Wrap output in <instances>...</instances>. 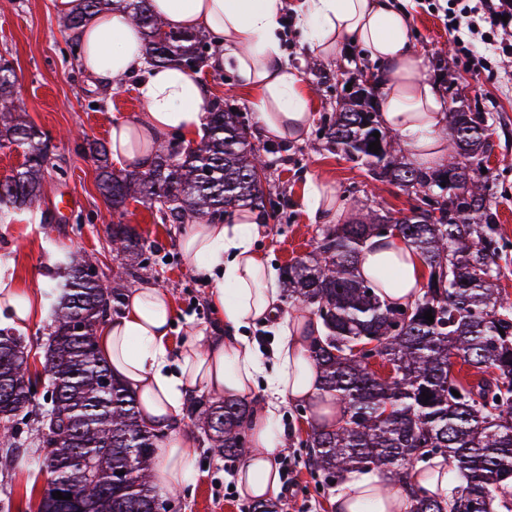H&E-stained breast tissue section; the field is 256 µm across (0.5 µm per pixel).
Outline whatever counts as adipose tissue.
<instances>
[{
  "label": "adipose tissue",
  "instance_id": "obj_1",
  "mask_svg": "<svg viewBox=\"0 0 512 512\" xmlns=\"http://www.w3.org/2000/svg\"><path fill=\"white\" fill-rule=\"evenodd\" d=\"M152 7L165 29L201 31L212 37L214 63L232 70L254 90V107L267 135L297 137L310 121L302 74L289 64L285 52L284 15L290 10L311 52L326 54L349 41L385 65L389 76L380 88L381 123L417 161L439 162L445 157L443 101L437 86L423 74L409 16L391 0H296L291 6L286 0H152ZM79 37L80 65L96 81L109 85L131 76L137 79L144 110L137 118L114 120L109 143L113 159L142 168L151 161L153 143L173 132L187 137L199 133L206 107L201 82L178 66L148 65L144 42L126 12L105 10L88 16ZM260 222L257 213L238 211L223 221L189 225L181 241L195 271L213 283L209 300L226 336H191L183 342L178 359H171L172 303L166 291L151 286L132 289L122 313L96 331L100 357L136 392L147 427L172 424L188 389L200 387L235 399L262 388L264 400L253 418L254 444L237 471L240 494L253 499L279 491L283 405H314L329 427L339 416L335 405L320 404V377L307 356L318 323L303 312L279 316L278 273L254 246ZM381 267L399 273L397 284L382 290V299L404 304L419 295L423 266L403 238L375 237L363 247L359 275L370 278ZM0 312L7 313L9 323L24 328L44 315L45 302L41 293L0 276ZM267 320L280 326L269 368L243 333L244 327ZM197 454L192 437L171 440L160 450L153 470L155 485L166 490L187 484ZM335 509L406 512L407 500L383 472H354L337 487Z\"/></svg>",
  "mask_w": 512,
  "mask_h": 512
}]
</instances>
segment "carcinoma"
<instances>
[{
  "label": "carcinoma",
  "mask_w": 512,
  "mask_h": 512,
  "mask_svg": "<svg viewBox=\"0 0 512 512\" xmlns=\"http://www.w3.org/2000/svg\"><path fill=\"white\" fill-rule=\"evenodd\" d=\"M111 8L127 12L153 63L187 70V59L204 60L201 39L165 30L151 0H83L67 28L75 32L86 16ZM16 82L12 62L0 56V149L15 146L24 154L21 170L0 187V224L13 223L15 211L38 195L48 166L46 135L14 117ZM485 127L484 113L466 111L464 99L451 98L443 131L448 163L438 167L404 159V148L380 123L365 88L344 96L320 127L321 139L364 163L372 180L416 199L437 196L435 213L413 207L412 215L396 218L369 206L346 224L327 225L313 252L282 269L285 298L323 327L310 340L308 358L320 374L321 396L340 411L336 427L327 429L318 425L316 412L300 409L310 415L311 430L298 445L324 489L353 470L378 469L402 484L408 512H512V300L496 285L499 217L482 172L492 151ZM376 140L377 154L368 150ZM92 151L99 191L121 219L131 199L171 224L187 217L203 224L239 210L270 218L267 207H277L255 180L267 173L263 155L271 146L252 142L241 114L217 102L206 116V136L191 152L181 143L159 142L144 172H116L104 145ZM450 173L460 191L455 197L442 185ZM381 224L396 225L429 272L418 297L404 307L381 301L377 291L390 284L381 274L370 280L357 274L359 254L380 236ZM110 242L123 257L145 247V239L120 222L112 225ZM93 267L91 259L70 253L59 261L64 294L44 354L50 387L45 407L31 392L38 378L30 371L26 339L0 329V386L8 388L0 393V446L15 447L17 421L35 416L43 448L36 464L50 475L34 512H152L160 500L152 464L164 432L141 423L136 395L112 375L95 339L130 269L120 264L109 278L88 275ZM429 310L432 324L424 318ZM371 342L390 365L389 375L377 374L368 355L355 350ZM456 359L483 377L473 384L455 376ZM424 392L430 396L426 404ZM254 410L245 399L201 398L192 402L189 416L213 454L234 460L251 442ZM437 458L456 469L458 490L448 501L412 481L418 464L430 472ZM56 491L72 498L55 499Z\"/></svg>",
  "instance_id": "1"
}]
</instances>
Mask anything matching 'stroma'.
<instances>
[{
    "instance_id": "35a3bbf8",
    "label": "stroma",
    "mask_w": 512,
    "mask_h": 512,
    "mask_svg": "<svg viewBox=\"0 0 512 512\" xmlns=\"http://www.w3.org/2000/svg\"><path fill=\"white\" fill-rule=\"evenodd\" d=\"M430 0H400L412 20L413 45L424 60L427 78L440 91L450 82L463 88L467 104L479 106L487 118L493 150L487 166L492 202L499 215V276L497 284L512 297V54H496L491 69L468 70L443 23L429 7ZM53 0H0V55L13 61L18 82L17 103L50 138L48 177L41 197L10 224H0V272L25 287L50 296L53 267L60 246L95 256L100 272H110L118 261L105 229L112 212L97 188L96 166L85 148L87 141L108 143L115 118L140 115L135 78L106 88L87 76L74 58L69 33ZM446 55V70L434 60ZM288 61L304 76L311 122L299 140L272 139L266 135L253 106V91L235 74L205 63L197 76L207 103H221L241 113L253 141L271 143L266 189L279 201L276 220L267 221L255 242L256 249L274 267L312 252L321 224L305 205L307 177L328 179L343 195L344 218L352 220L363 206L406 215L412 201L400 188L373 182L364 166L329 150L316 131L323 117L336 110L346 86L362 74H383L384 66L365 58L359 46L321 58L313 56L296 28L288 30ZM126 224L146 240L142 269L126 278L123 289L144 285L163 288L170 296L174 323L169 344L179 350L188 335L224 333L207 296L209 284L197 277L182 252V227L161 223L155 210L129 202ZM33 419L21 421L17 448L0 447V498L11 496L12 512H25L29 499H40L47 476L30 461L40 449L30 433ZM199 463L194 482L172 491L180 512H248V498L235 491L238 462L213 455L199 441ZM289 467L278 495L284 512H334L332 494L317 489L306 464L305 451L289 446L279 458Z\"/></svg>"
}]
</instances>
